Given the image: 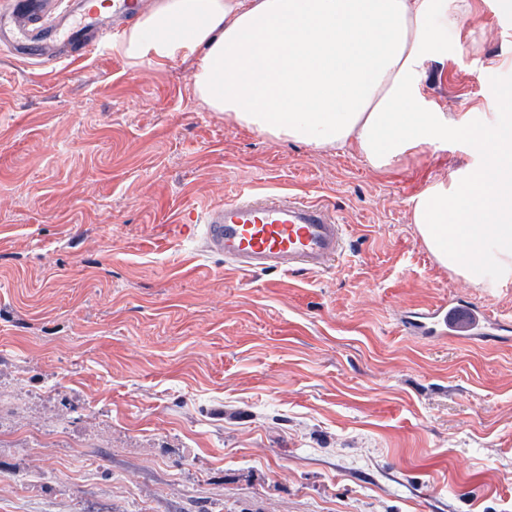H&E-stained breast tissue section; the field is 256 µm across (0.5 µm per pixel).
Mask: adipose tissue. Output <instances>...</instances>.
Segmentation results:
<instances>
[{
	"label": "adipose tissue",
	"mask_w": 512,
	"mask_h": 512,
	"mask_svg": "<svg viewBox=\"0 0 512 512\" xmlns=\"http://www.w3.org/2000/svg\"><path fill=\"white\" fill-rule=\"evenodd\" d=\"M469 0H157L116 49L133 62L196 59L194 91L251 132L355 150L386 173L465 137L475 159L428 185L410 217L438 264L477 288L512 282V87L509 109L451 118L423 93Z\"/></svg>",
	"instance_id": "ef3b65f1"
}]
</instances>
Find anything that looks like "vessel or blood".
I'll use <instances>...</instances> for the list:
<instances>
[{"mask_svg": "<svg viewBox=\"0 0 512 512\" xmlns=\"http://www.w3.org/2000/svg\"><path fill=\"white\" fill-rule=\"evenodd\" d=\"M136 0H112L110 12L84 0H0V47L16 59L57 62L67 52L91 55L131 21ZM202 235L208 252L248 272L322 271L346 252V227L328 205L281 192L243 191L208 209ZM407 335L495 341L512 325L468 301H442L404 317Z\"/></svg>", "mask_w": 512, "mask_h": 512, "instance_id": "b4317fda", "label": "vessel or blood"}]
</instances>
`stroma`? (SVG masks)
Segmentation results:
<instances>
[{
  "label": "stroma",
  "instance_id": "obj_1",
  "mask_svg": "<svg viewBox=\"0 0 512 512\" xmlns=\"http://www.w3.org/2000/svg\"><path fill=\"white\" fill-rule=\"evenodd\" d=\"M470 2L424 92L478 121L512 10ZM193 68L0 54V512H512V337L399 323L457 297L512 322V284L458 279L410 222L468 143L381 175L233 125ZM247 189L326 203L344 260L245 273L178 221Z\"/></svg>",
  "mask_w": 512,
  "mask_h": 512
}]
</instances>
